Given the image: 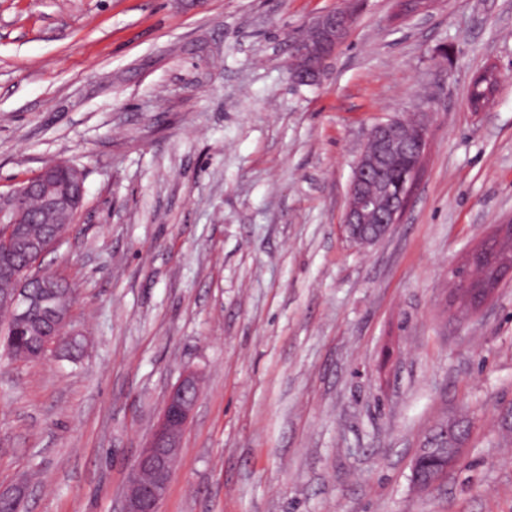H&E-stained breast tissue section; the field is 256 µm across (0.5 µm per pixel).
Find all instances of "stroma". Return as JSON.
Wrapping results in <instances>:
<instances>
[{
	"instance_id": "1",
	"label": "stroma",
	"mask_w": 512,
	"mask_h": 512,
	"mask_svg": "<svg viewBox=\"0 0 512 512\" xmlns=\"http://www.w3.org/2000/svg\"><path fill=\"white\" fill-rule=\"evenodd\" d=\"M343 0H0V194L52 162L82 209L40 260L76 287L73 359L0 349V486L114 512L168 390L201 395L160 512H512V279L452 267L512 221V0H362L320 81L291 38ZM498 69L483 111L476 74ZM423 121L375 244L344 226L370 128ZM472 422L430 491L411 462Z\"/></svg>"
}]
</instances>
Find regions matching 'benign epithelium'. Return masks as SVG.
<instances>
[{"label":"benign epithelium","instance_id":"1","mask_svg":"<svg viewBox=\"0 0 512 512\" xmlns=\"http://www.w3.org/2000/svg\"><path fill=\"white\" fill-rule=\"evenodd\" d=\"M342 8L318 16L293 41L290 70L296 83H317L328 60L334 55L357 15L359 0H345ZM427 129L422 123L400 118L374 125L354 165L349 186L345 227L359 245H372L399 223L407 208L411 189L425 156ZM84 175L74 166L56 163L43 167L33 179L7 196L0 195V252L19 247L37 261L56 242L32 240L24 225L31 223L27 199L35 195L41 203L44 222L63 218L71 224L84 201ZM10 276L15 288L0 293V309L10 313L18 324L38 317L52 323L57 335L72 341L71 305L48 294H35L22 279V273L5 265L0 276ZM199 388L196 372H184L169 390L160 418L147 444L134 460L119 512H160L168 486L175 473L181 441L198 398L187 393ZM429 449L418 450L412 464L413 483L421 489L437 484L448 467L457 463L461 446L448 449L442 467L428 465Z\"/></svg>","mask_w":512,"mask_h":512}]
</instances>
